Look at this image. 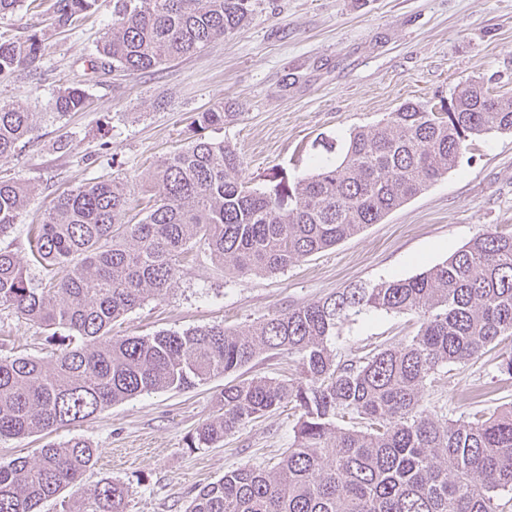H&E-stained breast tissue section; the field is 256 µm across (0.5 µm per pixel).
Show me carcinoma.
I'll use <instances>...</instances> for the list:
<instances>
[{
    "mask_svg": "<svg viewBox=\"0 0 512 512\" xmlns=\"http://www.w3.org/2000/svg\"><path fill=\"white\" fill-rule=\"evenodd\" d=\"M99 2L54 0L52 24L70 27ZM255 16L254 0H112L92 69L135 75L192 56ZM39 60L37 35L0 37V74L30 73ZM85 101L81 87H68L55 109L77 112ZM449 103L405 102L371 128L323 142L303 177L273 175L266 189L240 179L230 145L196 137L158 162L153 204L137 224L125 221L130 198L115 180L58 196L28 237L48 287H32L13 251L0 248V308L67 332L52 338L60 351L50 366L0 359V439L50 434L134 396L187 389L281 351L300 357L301 379L227 383L224 414L203 422L192 443L212 447L290 404L299 413L290 448L273 466L238 467L197 488L187 512H505L499 491H512V404L442 420L423 408V395L439 367L512 342V233L487 231L414 277L350 284L247 332L212 325L110 335L117 318L172 288L193 241L236 274H276L380 223L454 170L475 138L512 131V97L481 82H465ZM224 118L222 106L202 112L196 131ZM35 127V113L0 108V159ZM30 194L0 179V236ZM373 310L415 314L419 330L399 346L337 357L340 327ZM339 418L352 426H337ZM95 458L90 442L73 437L42 446L32 461L0 465V512H41ZM128 496L125 483L107 479L92 499L63 502V512H126Z\"/></svg>",
    "mask_w": 512,
    "mask_h": 512,
    "instance_id": "carcinoma-1",
    "label": "carcinoma"
}]
</instances>
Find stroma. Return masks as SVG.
Here are the masks:
<instances>
[{
    "mask_svg": "<svg viewBox=\"0 0 512 512\" xmlns=\"http://www.w3.org/2000/svg\"><path fill=\"white\" fill-rule=\"evenodd\" d=\"M49 0H26L0 18V34H38L36 72L0 76V106L38 116L31 139L0 160V178L29 185L31 201L5 239L33 284L27 231L41 223L55 197L94 179L122 182L131 222L141 221L157 162L183 146L198 113L224 107L223 128L207 138L230 142L241 176L263 186L274 171L306 173L322 138L377 124L404 102L447 101L461 83L477 80L512 96V0H259L255 19L188 58L129 76L92 73L89 59L112 21V5L75 28L51 26ZM77 85L85 108L58 116L55 98ZM70 139V150H59ZM489 230L512 232V132L477 140L472 160L390 213L381 223L305 258L284 271L241 276L212 260L197 242L179 262L164 296L146 300L112 324L116 336L221 324L245 331L269 314L315 301L352 283L406 279L442 263ZM410 314L372 311L346 323L338 357L389 348L416 335ZM43 326L0 310V358L28 356L52 363ZM298 355L267 352L237 379H297ZM226 377L185 391L142 394L69 429L0 441V463L33 457L47 442L88 440L97 460L79 495L101 480L130 486L127 512H186L196 489L224 472L270 466L290 447L298 419L284 407L210 448L190 440L203 420L224 411ZM512 403V379L499 375L493 354L444 366L428 385L423 406L442 419Z\"/></svg>",
    "mask_w": 512,
    "mask_h": 512,
    "instance_id": "obj_1",
    "label": "stroma"
}]
</instances>
